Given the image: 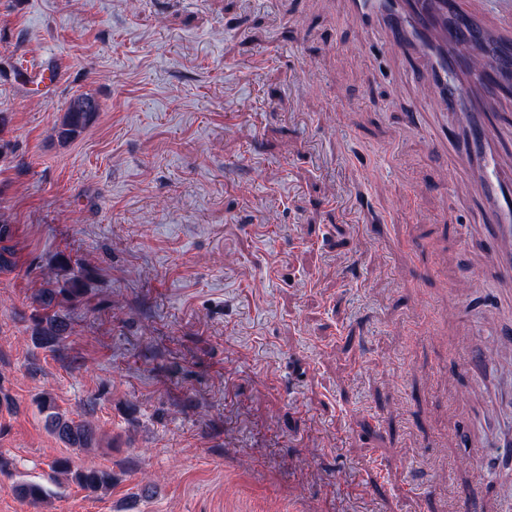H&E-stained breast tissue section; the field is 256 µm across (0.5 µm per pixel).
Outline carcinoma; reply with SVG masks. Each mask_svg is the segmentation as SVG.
Returning <instances> with one entry per match:
<instances>
[{
	"mask_svg": "<svg viewBox=\"0 0 512 512\" xmlns=\"http://www.w3.org/2000/svg\"><path fill=\"white\" fill-rule=\"evenodd\" d=\"M100 104L90 95L72 98L55 127L57 138L63 142L74 140L95 121ZM85 277L75 273L70 259L56 258V267L46 280V287L33 297L36 314L31 330L32 341L40 348L52 351L60 349L67 334L65 318L59 314L63 304L73 302L85 293ZM39 412L45 415V426L57 440L68 448L89 450L98 447V433L95 426L86 420L76 421L61 412L55 398L43 392L35 399ZM52 473L81 487L90 496L107 493L114 483L112 471L95 467L73 468L67 458L51 463ZM13 493L34 507L40 506L54 496L44 485L20 479L12 486Z\"/></svg>",
	"mask_w": 512,
	"mask_h": 512,
	"instance_id": "1",
	"label": "carcinoma"
}]
</instances>
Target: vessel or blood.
Listing matches in <instances>:
<instances>
[{
    "instance_id": "1",
    "label": "vessel or blood",
    "mask_w": 512,
    "mask_h": 512,
    "mask_svg": "<svg viewBox=\"0 0 512 512\" xmlns=\"http://www.w3.org/2000/svg\"><path fill=\"white\" fill-rule=\"evenodd\" d=\"M352 21L380 33L388 52L405 58L422 88L430 90L452 122L447 138L450 165L470 171L479 202L493 228L492 256L512 276V176L501 155L512 146V117L495 110L512 93L500 77L512 64V5L504 4L495 25H484L462 0H347ZM29 85L55 86L60 68H28Z\"/></svg>"
}]
</instances>
